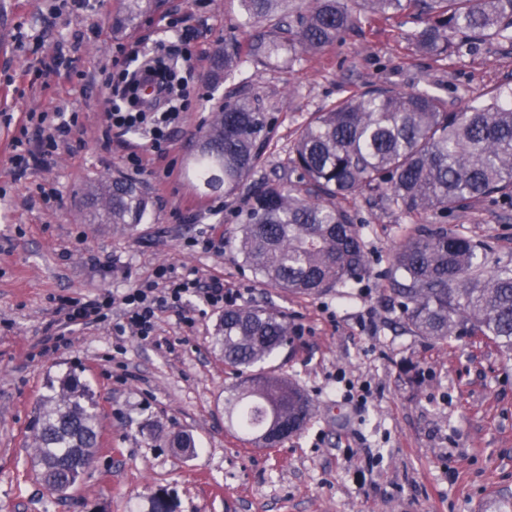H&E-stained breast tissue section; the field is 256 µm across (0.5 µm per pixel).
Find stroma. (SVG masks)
I'll use <instances>...</instances> for the list:
<instances>
[{
  "mask_svg": "<svg viewBox=\"0 0 512 512\" xmlns=\"http://www.w3.org/2000/svg\"><path fill=\"white\" fill-rule=\"evenodd\" d=\"M123 15L122 0H0V512H148L160 488L175 512H512V359L477 337L443 344L414 335L373 278L318 297L266 287L232 246L250 186L287 183L295 132L315 113L379 85L427 89L460 112L512 83V48L484 43L437 62L415 53L414 26L402 17L363 16L323 52L290 66L247 62L213 85L211 56L228 39L248 40L237 0H166L131 22ZM170 19L210 58L192 75V106L169 153L135 174L152 198L148 219L130 230L88 223L83 191L127 171L123 148L105 144L120 50ZM76 31L85 34L77 49ZM57 56L73 58L70 77L53 73ZM235 92L261 104L270 145L234 193L204 196L184 170L213 111ZM62 104L78 115V152L13 180L8 158L25 113ZM46 190L56 193L47 204ZM347 205L365 226L371 269L388 267L405 216L365 193ZM448 223L491 241L487 272L512 260L511 205L486 200ZM206 239L215 249H202ZM161 267L223 279L241 305L287 311L295 336L274 364L315 406L302 431L264 447L231 426L224 389L233 378L212 341L219 312L196 296L194 324L163 309L153 341L115 335L106 320L43 352L42 329L63 304L126 291ZM68 376L97 403L100 448L57 500L29 467L31 425ZM177 432L194 437L196 456L174 454Z\"/></svg>",
  "mask_w": 512,
  "mask_h": 512,
  "instance_id": "35a3bbf8",
  "label": "stroma"
}]
</instances>
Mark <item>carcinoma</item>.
<instances>
[{"label": "carcinoma", "mask_w": 512, "mask_h": 512, "mask_svg": "<svg viewBox=\"0 0 512 512\" xmlns=\"http://www.w3.org/2000/svg\"><path fill=\"white\" fill-rule=\"evenodd\" d=\"M255 33L229 42L211 78L246 58L255 64H293L354 28L347 0H238ZM369 18L404 15L417 21L416 52L435 61L464 44L512 46V0H362ZM268 123L256 101L228 96L200 136L193 177L204 194L230 193L260 163ZM285 187L264 183L234 247L264 285L290 294L320 296L371 275L386 282L393 310L415 335L437 342L482 336L512 354V265L484 275L485 241L470 239L440 219L470 201L512 203V84L493 88L464 112L425 90L373 86L318 113L295 133ZM369 193L408 220L389 267L368 265L362 225L344 205ZM92 224H142L149 194L134 178L117 175L88 189ZM288 315L259 306L224 310L215 339L236 381L225 409L243 432L257 437L283 418L299 432L314 413L308 395L269 365L288 349ZM99 447L96 403L86 387L64 381L42 399L33 426L31 466L55 496L65 498L94 462ZM171 447L196 452L177 434ZM149 512H173L167 492L150 497Z\"/></svg>", "instance_id": "1"}]
</instances>
